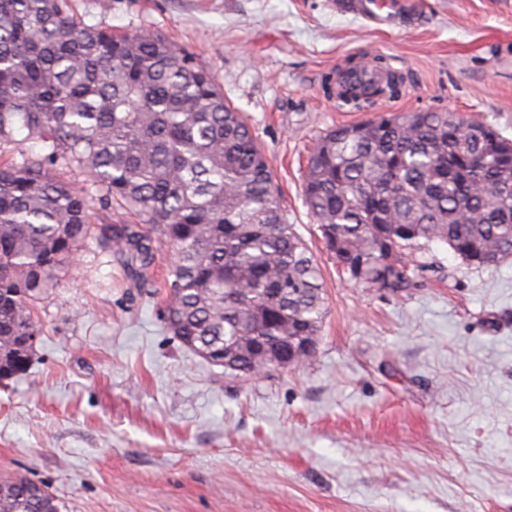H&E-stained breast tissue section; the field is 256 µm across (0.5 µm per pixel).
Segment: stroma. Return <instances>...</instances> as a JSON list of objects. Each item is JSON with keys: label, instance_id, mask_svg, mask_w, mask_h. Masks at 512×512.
Wrapping results in <instances>:
<instances>
[{"label": "stroma", "instance_id": "35a3bbf8", "mask_svg": "<svg viewBox=\"0 0 512 512\" xmlns=\"http://www.w3.org/2000/svg\"><path fill=\"white\" fill-rule=\"evenodd\" d=\"M337 0H73L89 26L160 32L217 77L262 147L288 223L323 274L303 366L255 379L194 356L160 319L171 252L147 277L90 247L34 309L28 372L0 383V478L61 512H512V260L420 244L414 286L355 281L304 200L318 138L448 111L512 138V0H413L382 29ZM385 58L398 94L336 103L348 60Z\"/></svg>", "mask_w": 512, "mask_h": 512}]
</instances>
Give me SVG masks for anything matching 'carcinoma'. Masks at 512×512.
Wrapping results in <instances>:
<instances>
[{
  "label": "carcinoma",
  "mask_w": 512,
  "mask_h": 512,
  "mask_svg": "<svg viewBox=\"0 0 512 512\" xmlns=\"http://www.w3.org/2000/svg\"><path fill=\"white\" fill-rule=\"evenodd\" d=\"M383 89L340 88L362 111ZM40 153L22 149L28 142ZM83 180H76L77 176ZM305 204L352 279L397 292L420 240L478 267L512 259V139L449 112L341 125L313 149ZM122 210L133 224L92 223ZM176 260L163 318L183 346L257 376L262 351L314 354L321 270L281 211L273 175L214 75L161 33L87 26L68 0H0V371L29 369L35 304L94 244L147 287L152 235ZM0 512H61L44 484L0 480Z\"/></svg>",
  "instance_id": "carcinoma-1"
}]
</instances>
